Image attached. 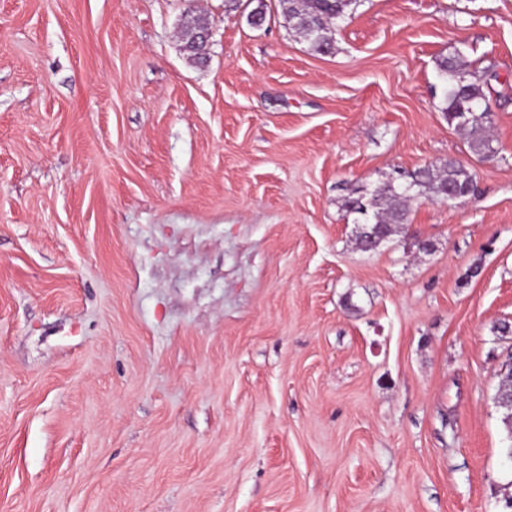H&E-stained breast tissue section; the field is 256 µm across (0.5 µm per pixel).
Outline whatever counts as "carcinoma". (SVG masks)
<instances>
[{
	"label": "carcinoma",
	"instance_id": "cac0c4a2",
	"mask_svg": "<svg viewBox=\"0 0 512 512\" xmlns=\"http://www.w3.org/2000/svg\"><path fill=\"white\" fill-rule=\"evenodd\" d=\"M357 0H279L285 20L297 34L319 54L331 51L336 21L343 18ZM446 83L443 112L448 125L467 136L471 154L486 157L491 151L488 128L492 123L491 86L488 70L477 68L461 51L445 56L436 63ZM474 184L473 176L463 164L452 159L414 173L409 188L392 184L363 195L367 214L366 230L376 224L385 226L379 245L408 225V204L419 198L434 201L451 190L464 192Z\"/></svg>",
	"mask_w": 512,
	"mask_h": 512
}]
</instances>
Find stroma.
<instances>
[{"label": "stroma", "instance_id": "obj_1", "mask_svg": "<svg viewBox=\"0 0 512 512\" xmlns=\"http://www.w3.org/2000/svg\"><path fill=\"white\" fill-rule=\"evenodd\" d=\"M451 157L476 195L356 248ZM511 362L512 0H358L325 55L278 0H0V512H508ZM439 75L446 83L443 112L448 124L467 136L471 154L487 157L491 151L488 128L492 123L491 86L488 70L469 62L462 51L445 56L436 63ZM466 114L467 120L459 121ZM412 172L398 173V176L390 177L401 184L409 182V188L405 189L399 184H392L384 187L380 191L374 187L369 193L359 195L363 196V203H366L367 214L363 217L365 224H361L362 231L356 235L355 244L358 250L365 252L362 248L364 229L371 231L373 225L381 224L385 226L382 238L378 244L380 248L399 230H403L408 225V204L419 198L441 200L442 204L452 206L459 200L471 196V193H456L451 190L464 192L469 190L474 184L473 176L468 169L460 162L448 159L446 163L431 165L422 170ZM448 191V194H447ZM449 191H451L449 193ZM349 199L345 202L348 211L359 213L358 205H355ZM377 247V248H378Z\"/></svg>", "mask_w": 512, "mask_h": 512}]
</instances>
